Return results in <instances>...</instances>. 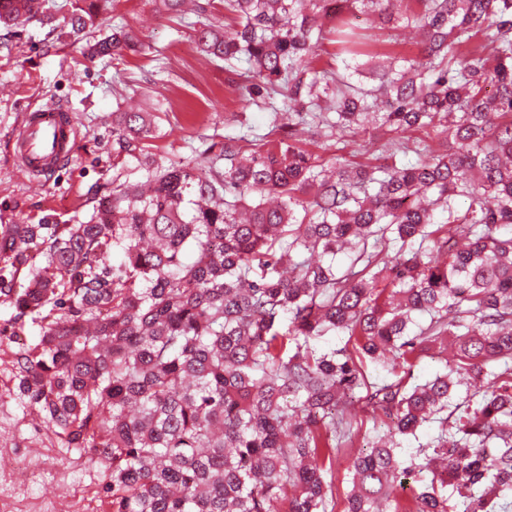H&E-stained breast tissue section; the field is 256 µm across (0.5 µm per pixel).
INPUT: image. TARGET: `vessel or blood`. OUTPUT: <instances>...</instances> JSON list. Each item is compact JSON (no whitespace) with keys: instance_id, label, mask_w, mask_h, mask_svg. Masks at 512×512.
<instances>
[{"instance_id":"b4317fda","label":"vessel or blood","mask_w":512,"mask_h":512,"mask_svg":"<svg viewBox=\"0 0 512 512\" xmlns=\"http://www.w3.org/2000/svg\"><path fill=\"white\" fill-rule=\"evenodd\" d=\"M76 135L71 114L64 107L48 104L23 112L9 148L26 171L49 176L68 162Z\"/></svg>"}]
</instances>
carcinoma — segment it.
I'll return each instance as SVG.
<instances>
[{"instance_id": "1", "label": "carcinoma", "mask_w": 512, "mask_h": 512, "mask_svg": "<svg viewBox=\"0 0 512 512\" xmlns=\"http://www.w3.org/2000/svg\"><path fill=\"white\" fill-rule=\"evenodd\" d=\"M402 4L419 59L370 88L326 71L304 80L301 62L327 38L343 62L380 57L359 15L385 20ZM224 10L236 29L205 24L197 43L283 97L279 138L146 162L82 224L0 225V303L13 310L0 337L25 317L41 327L12 352L19 399L61 447L106 467L110 512H334L336 436L352 441L354 402L390 423L352 462L346 512H492L512 492V0ZM90 15L64 26L78 34ZM33 18L56 22L44 0H0V24ZM141 48L128 25L87 45L92 57ZM113 116L116 156L143 154L151 119ZM308 126L345 146L371 128H430L446 143L390 138L380 163L324 159L299 138ZM409 151L418 162L397 165ZM340 333L353 348L315 347ZM436 348L453 351L445 371L411 387L371 383L357 363L394 375ZM465 378L483 390L457 397ZM427 423L439 433L425 463L402 458L401 439Z\"/></svg>"}]
</instances>
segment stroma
<instances>
[{"instance_id": "1", "label": "stroma", "mask_w": 512, "mask_h": 512, "mask_svg": "<svg viewBox=\"0 0 512 512\" xmlns=\"http://www.w3.org/2000/svg\"><path fill=\"white\" fill-rule=\"evenodd\" d=\"M205 20L223 25L224 0H210L203 18L159 13L155 0H118L114 10L92 17L77 36L34 19L0 26V224L87 220L97 197L111 193L113 177L134 173L138 165L113 151L112 114L120 108L151 116L154 129L146 151L163 163L197 157L245 128L253 140L265 143L272 112L263 98L249 95L245 64L231 67L200 52L195 32ZM359 21L384 42L388 61L415 57L417 43L404 11H395L387 23L372 13ZM122 23L138 31L140 52L92 62L83 57L87 42ZM47 103L66 107L79 133L70 162L43 182L17 166L8 143L23 111ZM50 434L49 426L17 399L13 381L0 369V444ZM54 454L59 463L52 473H43L35 455L30 465L39 475L33 482L0 481V500L34 501L38 512H54L57 483L99 490L107 482L105 468L88 464L79 452L58 448Z\"/></svg>"}]
</instances>
